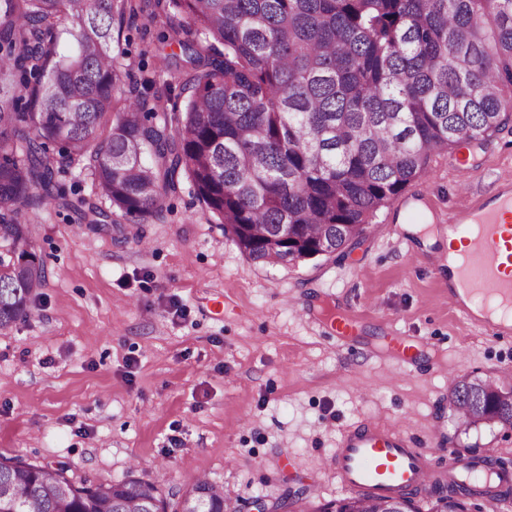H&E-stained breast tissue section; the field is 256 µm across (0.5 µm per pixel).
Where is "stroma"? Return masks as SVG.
Masks as SVG:
<instances>
[{
	"label": "stroma",
	"instance_id": "stroma-1",
	"mask_svg": "<svg viewBox=\"0 0 512 512\" xmlns=\"http://www.w3.org/2000/svg\"><path fill=\"white\" fill-rule=\"evenodd\" d=\"M165 29L126 21L136 84L168 80L154 51ZM510 180L512 123L435 155L346 256L285 268L241 252L188 186L160 218L90 230L72 204L92 181L68 169V206L24 214L46 280L0 335V457L64 467L77 483L131 476L174 502L204 474L239 512L296 493L344 499L331 454L366 420L403 424L440 471L466 447L512 461V430L460 435L448 410L453 379L512 367V334L450 303L444 222L467 203L460 182L484 194ZM326 307L355 322L353 338L329 329ZM396 336L415 346L412 363L390 352Z\"/></svg>",
	"mask_w": 512,
	"mask_h": 512
}]
</instances>
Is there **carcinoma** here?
<instances>
[{
    "label": "carcinoma",
    "mask_w": 512,
    "mask_h": 512,
    "mask_svg": "<svg viewBox=\"0 0 512 512\" xmlns=\"http://www.w3.org/2000/svg\"><path fill=\"white\" fill-rule=\"evenodd\" d=\"M140 14L181 16L158 38L177 76L152 94L129 82L114 38ZM175 86L182 109L165 103ZM511 117L512 0H0V335L30 315L45 280L22 213L59 203L68 168L109 202L88 204L91 227L159 216L187 178L244 253L288 267L343 255L433 152L481 144ZM448 403L464 431L512 428V381L462 376ZM437 486L430 512L512 495ZM294 505L416 512L407 492L278 503ZM178 507L236 512L206 476ZM0 508L167 512L151 482L78 485L17 458L0 459Z\"/></svg>",
    "instance_id": "carcinoma-1"
}]
</instances>
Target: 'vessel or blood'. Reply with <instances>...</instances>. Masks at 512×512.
<instances>
[{"label": "vessel or blood", "mask_w": 512, "mask_h": 512, "mask_svg": "<svg viewBox=\"0 0 512 512\" xmlns=\"http://www.w3.org/2000/svg\"><path fill=\"white\" fill-rule=\"evenodd\" d=\"M449 235L467 241L458 264L449 266V285H462V314L476 325L501 334L512 323V182L496 186L448 219ZM450 475L486 486L512 483V468L488 464L486 458L449 457ZM332 471L348 493L394 495L427 489L435 472L428 449L418 447L400 427L365 422L343 431L332 456Z\"/></svg>", "instance_id": "obj_1"}]
</instances>
